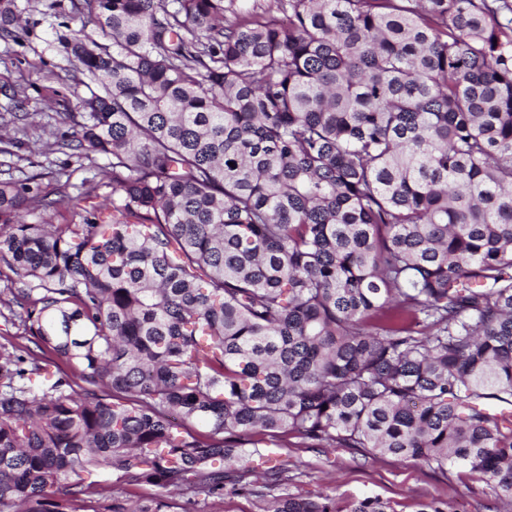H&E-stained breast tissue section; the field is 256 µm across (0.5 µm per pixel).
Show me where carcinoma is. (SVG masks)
Instances as JSON below:
<instances>
[{"instance_id": "cac0c4a2", "label": "carcinoma", "mask_w": 512, "mask_h": 512, "mask_svg": "<svg viewBox=\"0 0 512 512\" xmlns=\"http://www.w3.org/2000/svg\"><path fill=\"white\" fill-rule=\"evenodd\" d=\"M68 2L65 146L112 158V203L28 224L0 180L39 349L0 344V506L395 512L288 493L261 445L291 434L466 468L512 512V0ZM46 349L70 372L37 382ZM182 505L185 510L191 512H257L258 502L256 498L250 495H239L226 497L224 501H209L208 504H188L184 498L173 496Z\"/></svg>"}]
</instances>
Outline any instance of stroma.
I'll list each match as a JSON object with an SVG mask.
<instances>
[{
	"label": "stroma",
	"instance_id": "stroma-1",
	"mask_svg": "<svg viewBox=\"0 0 512 512\" xmlns=\"http://www.w3.org/2000/svg\"><path fill=\"white\" fill-rule=\"evenodd\" d=\"M22 13L16 40H0V137L16 135L14 109L27 112L28 134L12 154L0 155V176L28 180L33 193L47 197L50 208L27 203L26 222L44 220L71 224L68 203L74 187L109 165V157L78 160L60 146L62 135L75 128L79 115L70 87L81 78L76 63L60 50L59 38L75 28L68 12L53 8V0H18ZM22 283L0 262V343L27 346L23 311L12 304ZM271 456L288 460V490L300 495H329L348 502L377 495L395 512H417L421 503L451 502L457 512H491L498 506L495 482L456 469L441 473L416 459L361 455L350 448H274Z\"/></svg>",
	"mask_w": 512,
	"mask_h": 512
}]
</instances>
